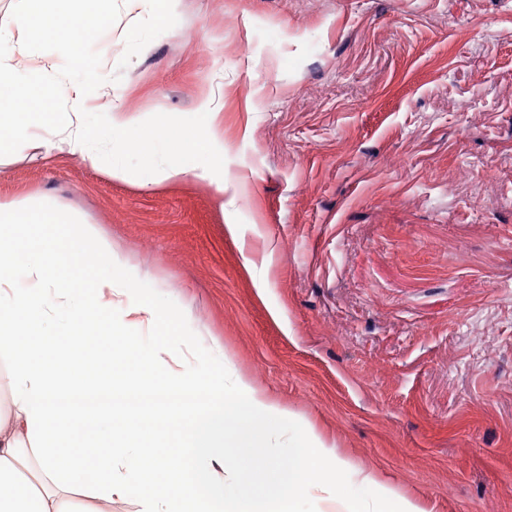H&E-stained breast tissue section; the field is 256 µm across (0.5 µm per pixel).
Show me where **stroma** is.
<instances>
[{"label":"stroma","instance_id":"stroma-1","mask_svg":"<svg viewBox=\"0 0 512 512\" xmlns=\"http://www.w3.org/2000/svg\"><path fill=\"white\" fill-rule=\"evenodd\" d=\"M88 41L143 124L211 88L224 191L0 163L64 202L232 373L425 512H512V0H171Z\"/></svg>","mask_w":512,"mask_h":512}]
</instances>
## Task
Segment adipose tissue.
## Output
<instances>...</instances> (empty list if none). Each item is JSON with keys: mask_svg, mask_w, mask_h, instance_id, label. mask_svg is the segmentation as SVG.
Here are the masks:
<instances>
[{"mask_svg": "<svg viewBox=\"0 0 512 512\" xmlns=\"http://www.w3.org/2000/svg\"><path fill=\"white\" fill-rule=\"evenodd\" d=\"M143 9L169 26V0H10L0 10V158L39 146L107 172L187 173L223 191V101L207 94L182 133L145 127L112 87L57 67L47 46L71 52L116 14ZM0 512H423L375 472L359 468L293 423L282 469L266 446L280 407L223 367L199 374L200 334H184L120 248L55 200L0 203ZM124 304L115 313L114 304ZM129 354L107 380L84 357ZM111 426L107 443L84 425ZM166 432H159L158 423ZM340 487L349 495L337 496Z\"/></svg>", "mask_w": 512, "mask_h": 512, "instance_id": "1", "label": "adipose tissue"}]
</instances>
